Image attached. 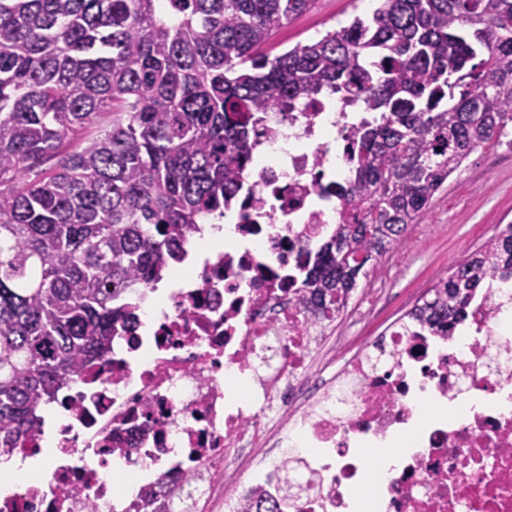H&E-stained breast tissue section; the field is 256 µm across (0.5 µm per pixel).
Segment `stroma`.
Here are the masks:
<instances>
[{"label":"stroma","mask_w":512,"mask_h":512,"mask_svg":"<svg viewBox=\"0 0 512 512\" xmlns=\"http://www.w3.org/2000/svg\"><path fill=\"white\" fill-rule=\"evenodd\" d=\"M376 0H313L310 9L279 30L275 52L368 17ZM512 222V136L472 153L435 194L426 213L408 225L403 256L375 257L359 286L369 296L350 330L356 348L396 322L453 265Z\"/></svg>","instance_id":"35a3bbf8"}]
</instances>
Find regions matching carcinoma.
Listing matches in <instances>:
<instances>
[{"label": "carcinoma", "mask_w": 512, "mask_h": 512, "mask_svg": "<svg viewBox=\"0 0 512 512\" xmlns=\"http://www.w3.org/2000/svg\"><path fill=\"white\" fill-rule=\"evenodd\" d=\"M311 0H0V455L112 353L126 288L162 278L243 189L273 110L363 96L336 231L299 284L341 309L366 265L512 123V0H380L275 54ZM110 124L82 144L77 137ZM512 278V224L452 268L404 328L448 332Z\"/></svg>", "instance_id": "obj_1"}]
</instances>
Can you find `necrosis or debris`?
<instances>
[{
  "instance_id": "4bbe7bcc",
  "label": "necrosis or debris",
  "mask_w": 512,
  "mask_h": 512,
  "mask_svg": "<svg viewBox=\"0 0 512 512\" xmlns=\"http://www.w3.org/2000/svg\"><path fill=\"white\" fill-rule=\"evenodd\" d=\"M363 107L336 94L267 113L237 245L192 234L193 275L159 316L138 310L95 378L68 382L62 458L0 494V512H512V279L465 332L313 357L341 316L306 305L295 277L338 222L348 111ZM390 437L404 465L359 495L365 448ZM116 474L133 486L119 508Z\"/></svg>"
}]
</instances>
